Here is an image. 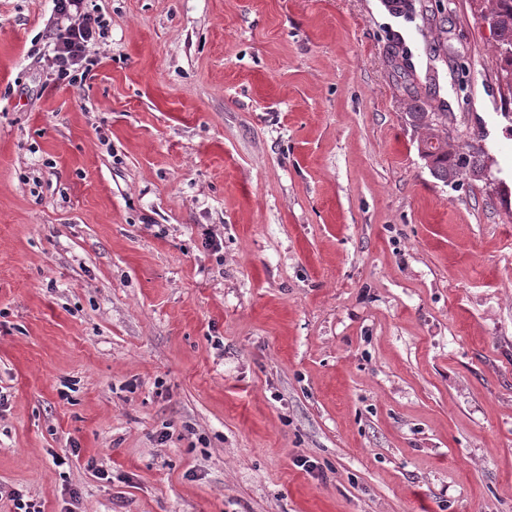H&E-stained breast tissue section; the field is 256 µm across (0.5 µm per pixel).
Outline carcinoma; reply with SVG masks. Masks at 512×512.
Listing matches in <instances>:
<instances>
[{
  "instance_id": "1",
  "label": "carcinoma",
  "mask_w": 512,
  "mask_h": 512,
  "mask_svg": "<svg viewBox=\"0 0 512 512\" xmlns=\"http://www.w3.org/2000/svg\"><path fill=\"white\" fill-rule=\"evenodd\" d=\"M489 15L495 18L496 34L500 42L501 60L505 63L504 77L512 80V0H489ZM409 120L423 131L418 150L437 179L451 183L469 170L481 174V168L471 155L448 150V111L429 101L421 102L419 110L407 113Z\"/></svg>"
}]
</instances>
